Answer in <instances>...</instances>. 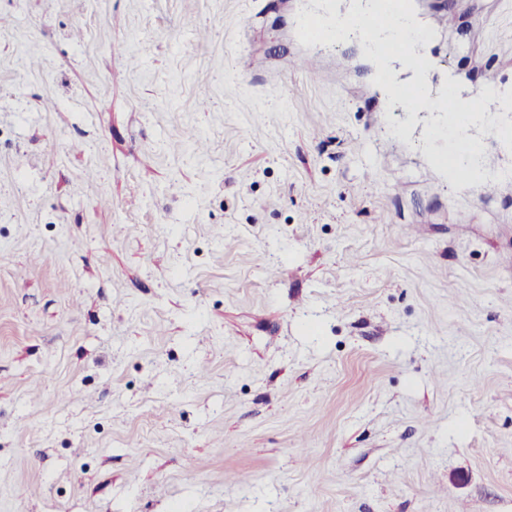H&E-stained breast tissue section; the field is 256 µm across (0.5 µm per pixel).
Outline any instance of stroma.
Here are the masks:
<instances>
[{
	"label": "stroma",
	"mask_w": 512,
	"mask_h": 512,
	"mask_svg": "<svg viewBox=\"0 0 512 512\" xmlns=\"http://www.w3.org/2000/svg\"><path fill=\"white\" fill-rule=\"evenodd\" d=\"M416 2L512 90V0ZM311 3L0 0V512H512V182L448 175L512 112L408 111ZM345 23L336 19V16L329 8L316 11L310 18V27L321 39L334 40L342 38Z\"/></svg>",
	"instance_id": "obj_1"
}]
</instances>
